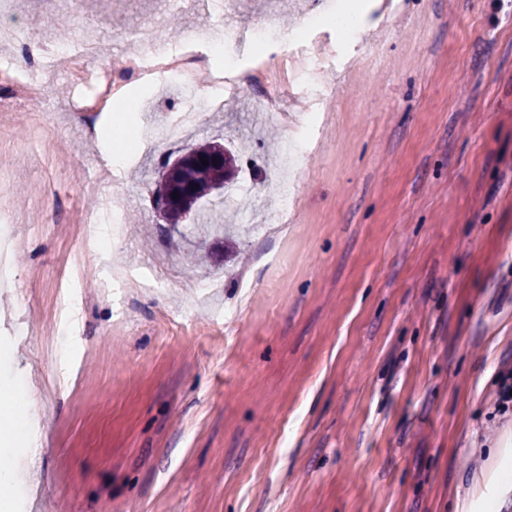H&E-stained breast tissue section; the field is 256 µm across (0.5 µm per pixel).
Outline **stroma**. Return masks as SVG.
I'll list each match as a JSON object with an SVG mask.
<instances>
[{"instance_id":"obj_1","label":"stroma","mask_w":512,"mask_h":512,"mask_svg":"<svg viewBox=\"0 0 512 512\" xmlns=\"http://www.w3.org/2000/svg\"><path fill=\"white\" fill-rule=\"evenodd\" d=\"M314 0H238L240 23L273 20L288 47ZM309 30L328 99L283 85L296 126L249 148L255 90L177 128L182 91L129 84L87 138L69 68L46 76L37 111L0 109V406L26 397L40 425L38 483H9L0 512H478L512 438L490 394L512 361V0H326ZM352 14L348 38L336 18ZM13 19L47 46L95 35L111 66L157 44L179 49L205 18L176 0H80L48 11L15 0ZM153 155L125 152L116 184L92 182L138 130ZM310 143L288 225L256 196L284 168L291 135ZM205 140L237 156L224 216L238 237L173 225L152 195L162 160ZM126 192L124 234L107 249L84 217ZM172 277L135 292L106 276L149 263ZM220 273L224 286L200 288ZM76 308L84 343L58 386L53 363Z\"/></svg>"}]
</instances>
